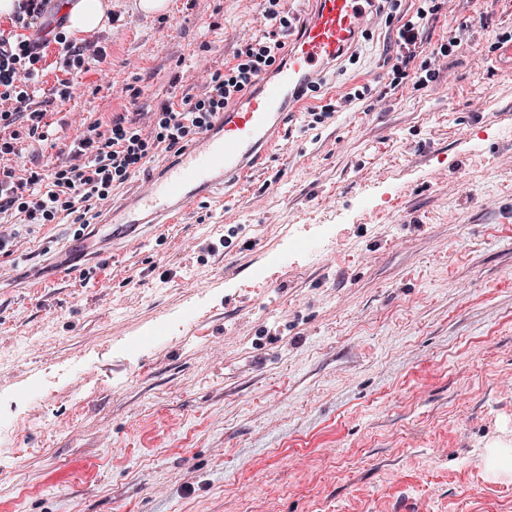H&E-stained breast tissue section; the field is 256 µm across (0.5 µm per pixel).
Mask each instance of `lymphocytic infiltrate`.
Segmentation results:
<instances>
[{
  "label": "lymphocytic infiltrate",
  "instance_id": "1",
  "mask_svg": "<svg viewBox=\"0 0 512 512\" xmlns=\"http://www.w3.org/2000/svg\"><path fill=\"white\" fill-rule=\"evenodd\" d=\"M278 2L268 0L263 11L269 28L262 38L237 48L223 73L203 81L199 94L172 92L161 99L150 125H143L142 113L116 112L109 123L93 122L74 137L68 163L60 169L19 177L0 167V215L15 214L24 223L45 225L60 212H79L85 203L107 200L113 182L139 172L149 153L180 152L189 136L209 130L217 114L252 88L284 48L292 23L280 17ZM59 9L55 0H21L14 29L0 30V129L25 121L34 130L41 126L44 115L27 111L28 94L22 85L33 79L34 63L56 37L53 23ZM441 9V0H418L413 12L400 17L390 87L410 79L412 64L428 43Z\"/></svg>",
  "mask_w": 512,
  "mask_h": 512
}]
</instances>
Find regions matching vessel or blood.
<instances>
[{"instance_id":"1","label":"vessel or blood","mask_w":512,"mask_h":512,"mask_svg":"<svg viewBox=\"0 0 512 512\" xmlns=\"http://www.w3.org/2000/svg\"><path fill=\"white\" fill-rule=\"evenodd\" d=\"M375 0H315L313 15L289 45L286 63L259 76L232 111L185 145L159 177L106 217L113 229L166 224L171 215L229 184L242 183L265 157L283 152L285 120L304 102V92L355 43Z\"/></svg>"}]
</instances>
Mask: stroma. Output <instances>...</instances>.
<instances>
[{
    "label": "stroma",
    "mask_w": 512,
    "mask_h": 512,
    "mask_svg": "<svg viewBox=\"0 0 512 512\" xmlns=\"http://www.w3.org/2000/svg\"><path fill=\"white\" fill-rule=\"evenodd\" d=\"M112 0L98 62H38L50 169L116 112L197 94L262 32L263 0ZM418 70L324 123L226 199L113 235L74 216L0 255V512H512V0H452ZM489 28L454 56L449 21ZM392 31L313 99L379 84ZM69 97H62V90ZM65 266L74 274L62 275ZM488 26V19L484 12L475 11V15H473L468 21L458 23L456 26H452L448 30V48H444V50H442L441 47V56H452L456 49L462 44L465 36L467 39L470 37V32L474 28L479 27L485 29Z\"/></svg>",
    "instance_id": "stroma-1"
}]
</instances>
